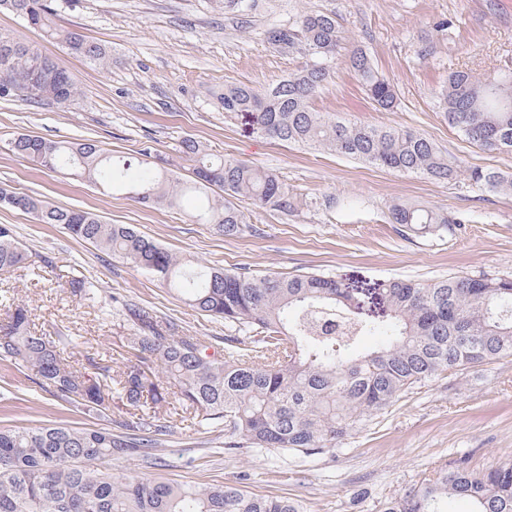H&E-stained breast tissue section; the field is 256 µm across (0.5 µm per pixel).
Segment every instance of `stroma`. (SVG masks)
I'll use <instances>...</instances> for the list:
<instances>
[{
	"label": "stroma",
	"mask_w": 512,
	"mask_h": 512,
	"mask_svg": "<svg viewBox=\"0 0 512 512\" xmlns=\"http://www.w3.org/2000/svg\"><path fill=\"white\" fill-rule=\"evenodd\" d=\"M52 20L66 31L103 44L110 63L100 68L70 54L60 39L30 28L0 10V35L33 44L60 59L79 93L65 109L0 99V186L45 197L54 205L93 212L110 224H128L179 257L255 276L306 273L335 276L355 288L363 316L381 320L376 292L392 279L423 284L453 276L512 278V194L485 193L466 176L439 182L346 159L334 152L274 141L251 116L218 109L211 88L246 84L264 90L310 61L304 45L283 52L266 39L278 25H295L306 11L333 16L345 40L328 81L312 100L316 111L357 124L400 126L430 138L466 167L512 175V153L489 152L451 128L435 106V93L454 70L488 75L512 70V0H253L237 12L224 0H47ZM451 19L448 29L439 19ZM364 49L393 84L397 102L375 107L348 66ZM56 141H96L105 152L151 163L166 156L179 175L189 173L181 143L190 138L206 152L272 170L294 200L280 211L233 197L248 232L225 238L215 226L189 221L192 199L179 208L144 205L80 177L52 172L16 157L18 134ZM395 204L461 216L451 232L402 231L391 223ZM27 249L29 264L0 272V290L25 304L44 335L74 336L75 367L106 356L113 370L135 358L120 301L152 308L188 335H230L223 320L191 308L161 281L62 226L0 207ZM95 284L98 299L71 293V280ZM30 369L0 359V427L52 421L103 427L127 418L112 400L108 414H88L33 381ZM171 428L152 460L110 462L113 477L129 473L156 481L230 483L258 495L303 501L308 512H384L391 499L466 460L486 470L512 462V358L418 385L392 406L365 417L335 450L314 459H291L257 448L230 451L216 433L198 430L172 402Z\"/></svg>",
	"instance_id": "stroma-1"
}]
</instances>
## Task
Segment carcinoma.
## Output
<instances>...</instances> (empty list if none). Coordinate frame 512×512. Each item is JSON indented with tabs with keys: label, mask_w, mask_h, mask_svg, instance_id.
<instances>
[{
	"label": "carcinoma",
	"mask_w": 512,
	"mask_h": 512,
	"mask_svg": "<svg viewBox=\"0 0 512 512\" xmlns=\"http://www.w3.org/2000/svg\"><path fill=\"white\" fill-rule=\"evenodd\" d=\"M18 9L29 26L60 38L69 51L95 65L109 60L107 50L83 35L53 26L45 0H0ZM311 56L304 70L258 92L230 84L213 92L226 113H248L263 135L290 144L320 147L338 155L440 182L465 172L471 185L486 192H512V175L468 169L443 153L426 136L397 126L351 124L315 111L311 100L330 76V64L344 40L336 20L323 13L300 16L298 28L275 27L269 39L283 49L296 40ZM64 83V95L78 87L69 69L36 46L0 35V88L17 82L34 59ZM350 69L373 104L395 107L393 84L375 68L367 52L349 56ZM58 85L47 83L30 103H55ZM57 104V103H55ZM448 125L489 151H512V71L480 78L470 70L448 74L437 95ZM57 108L65 105L59 103ZM18 157L47 170L67 167L106 189H124L143 203L176 207L187 194L199 198L191 213L196 224H213L225 237L243 234L241 211L218 188L278 210L291 197L274 174L234 158L206 153L192 140L182 153L193 162V177L183 181L166 160L132 176V162L109 156L94 142L55 141L20 134L10 142ZM0 207L23 209L43 224H58L74 238L90 242L146 271L185 296L187 304L221 318L240 332L224 337V352L203 336H185L172 321L137 303L122 316L138 363L113 376L111 367L92 363L90 376L64 362L72 345L29 329L28 308L9 305L0 323V357L35 371L41 387L84 411L105 413L110 380L118 398L141 411L110 427L57 424L0 428V512H306L288 498L247 493L235 485H184L149 481L133 474L121 479L102 464L129 455L149 459L171 425L156 409L178 397L199 429L219 432L227 449L265 448L299 457L322 455L355 431L366 413L380 411L411 388L446 372L466 370L512 357V280L451 276L430 285L394 280L379 292L387 319L360 318L358 298L333 276L307 274L288 279L255 277L245 271L199 266L173 255L159 243L122 224H106L92 212L55 206L32 195L0 188ZM391 222L419 233H433L463 219L429 209L395 204ZM28 253L13 230L0 225V271L24 267ZM369 334L386 345L357 349ZM166 374L161 381L142 365ZM467 498L472 512H512V462L475 472L460 462L435 480L388 502L385 512H442L450 497Z\"/></svg>",
	"instance_id": "1"
}]
</instances>
